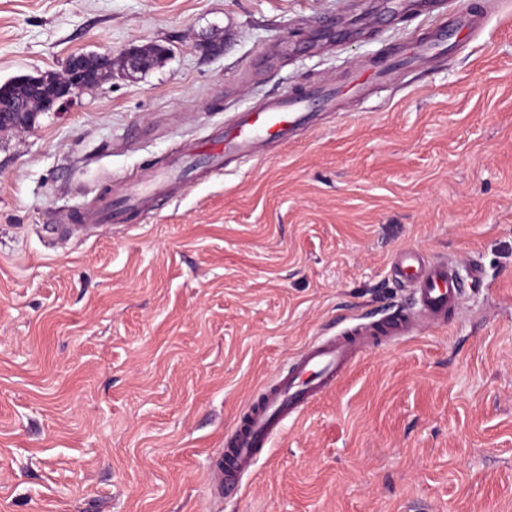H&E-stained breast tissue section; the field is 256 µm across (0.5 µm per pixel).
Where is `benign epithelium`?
<instances>
[{"mask_svg":"<svg viewBox=\"0 0 512 512\" xmlns=\"http://www.w3.org/2000/svg\"><path fill=\"white\" fill-rule=\"evenodd\" d=\"M168 49L160 44L149 46L132 45L123 54L122 66L127 73L146 70L153 63L164 58ZM85 54H73L65 62L63 74L55 84V92L49 97L41 93L42 83L50 78L48 73L25 76L30 85L29 94L22 98L0 99V129L24 132L32 128L39 107L42 112H59L72 99L87 88L82 58Z\"/></svg>","mask_w":512,"mask_h":512,"instance_id":"benign-epithelium-1","label":"benign epithelium"}]
</instances>
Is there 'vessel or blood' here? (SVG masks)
Listing matches in <instances>:
<instances>
[{"label": "vessel or blood", "mask_w": 512, "mask_h": 512, "mask_svg": "<svg viewBox=\"0 0 512 512\" xmlns=\"http://www.w3.org/2000/svg\"><path fill=\"white\" fill-rule=\"evenodd\" d=\"M461 36V31L444 25L432 39L416 40L411 48L399 52L391 61L369 65L367 80L353 83L356 95H364L370 85L385 80L390 71L411 69L439 58L448 41ZM344 100L342 87L320 85L302 95L270 101L263 109L236 116L224 139L208 143L206 149L217 165L221 164L224 155L230 153L246 157L255 152L262 140L292 139L295 131L308 122L316 106L339 112L343 109ZM165 188V181L151 182L135 195L116 201L107 200L96 208L84 211L79 221L83 224H96L104 220L123 223L127 213L142 209L148 202L162 199ZM394 264L399 277L412 292L416 304L415 317L394 316L369 324H358L336 336L304 346L288 373L264 388L226 441L224 454L218 463L216 492L238 488L268 450L284 423L335 382L362 348L415 335L420 326H441L447 322L449 313L455 309L463 294L462 282L448 265L424 261L412 249L398 251Z\"/></svg>", "instance_id": "1"}]
</instances>
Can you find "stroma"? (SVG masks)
<instances>
[{"instance_id":"stroma-1","label":"stroma","mask_w":512,"mask_h":512,"mask_svg":"<svg viewBox=\"0 0 512 512\" xmlns=\"http://www.w3.org/2000/svg\"><path fill=\"white\" fill-rule=\"evenodd\" d=\"M294 142L201 146L341 83L433 21L373 0H0V83L75 53L170 54L0 131V512H512V0ZM179 167L160 208L74 217ZM465 284L445 325L369 347L238 492L224 439L311 340L411 312L392 261ZM167 54L168 49L160 44L149 46L132 45L123 54L122 66L129 74L138 73L146 70Z\"/></svg>"}]
</instances>
